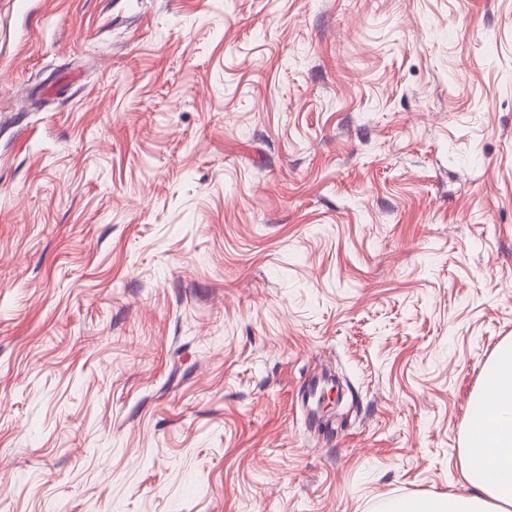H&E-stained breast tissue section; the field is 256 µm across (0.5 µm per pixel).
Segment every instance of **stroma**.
Wrapping results in <instances>:
<instances>
[{
	"instance_id": "1",
	"label": "stroma",
	"mask_w": 512,
	"mask_h": 512,
	"mask_svg": "<svg viewBox=\"0 0 512 512\" xmlns=\"http://www.w3.org/2000/svg\"><path fill=\"white\" fill-rule=\"evenodd\" d=\"M510 336L512 0H0V512L465 492Z\"/></svg>"
}]
</instances>
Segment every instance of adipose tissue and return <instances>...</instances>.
Returning <instances> with one entry per match:
<instances>
[{
  "mask_svg": "<svg viewBox=\"0 0 512 512\" xmlns=\"http://www.w3.org/2000/svg\"><path fill=\"white\" fill-rule=\"evenodd\" d=\"M468 491L390 498L381 512H512V339L484 369L468 408L461 454Z\"/></svg>",
  "mask_w": 512,
  "mask_h": 512,
  "instance_id": "obj_1",
  "label": "adipose tissue"
}]
</instances>
